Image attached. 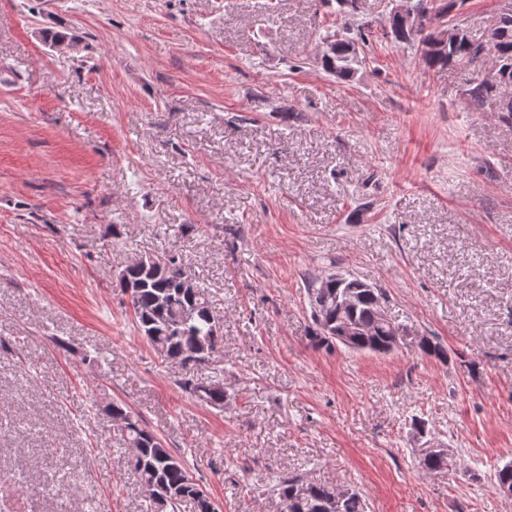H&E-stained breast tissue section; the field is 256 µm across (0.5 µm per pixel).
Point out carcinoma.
<instances>
[{
  "mask_svg": "<svg viewBox=\"0 0 512 512\" xmlns=\"http://www.w3.org/2000/svg\"><path fill=\"white\" fill-rule=\"evenodd\" d=\"M450 0H414L420 15L415 33L410 35L395 23L388 22L383 37L407 45H417L420 58L429 69L463 64L478 65L484 72L467 89L469 101L481 106L494 99L497 111L505 121H512V0H504L501 19L487 38L473 37L461 23H448ZM332 45L321 47L316 62L341 81L351 80L359 65L356 44L338 34ZM44 43L54 46L60 41H74L62 25L41 30ZM163 267L146 269L131 263L125 275L117 280L121 292L128 295L138 333L164 360L184 369L201 364L198 348L206 344L210 352L220 346L222 327L216 318L205 289L189 291L182 287V262L175 256L162 260ZM362 280L351 277L338 281L335 274L313 277L307 281L310 317L314 328L312 344L327 349L337 343L334 332L346 324L367 329L365 336H349L344 346L354 352L388 355L393 352L400 332L405 327L379 318L380 302L387 298L382 288H362ZM418 352L441 362L448 360V351L441 343L428 337L416 345ZM182 388L202 403L224 409L227 394L220 383L196 382L186 378ZM112 420L120 426L128 451L127 464L137 476L145 492L151 494L159 486L177 491L165 500L149 497L153 512H179L189 503L195 512H217L213 500L205 493L189 471L185 457L168 448L146 423L128 407L112 402L106 405ZM413 455L426 476L460 473L472 480L480 475L457 463L453 455L430 448H415ZM493 485L512 489V460L497 467ZM273 490L284 506V512H367L363 494L355 489L340 488L301 474L280 473L272 478Z\"/></svg>",
  "mask_w": 512,
  "mask_h": 512,
  "instance_id": "cac0c4a2",
  "label": "carcinoma"
}]
</instances>
